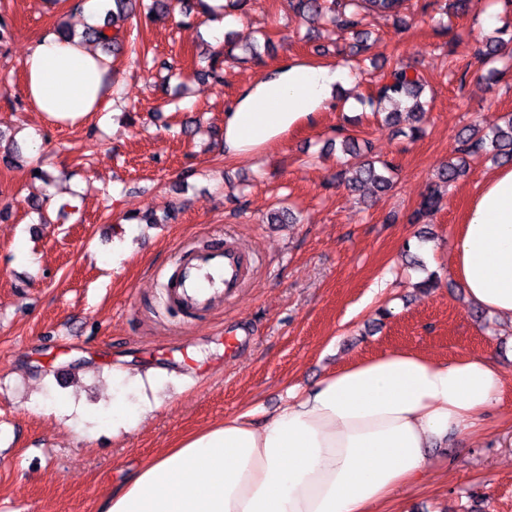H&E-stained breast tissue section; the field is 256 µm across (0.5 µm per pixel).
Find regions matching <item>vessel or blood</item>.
<instances>
[{
	"mask_svg": "<svg viewBox=\"0 0 512 512\" xmlns=\"http://www.w3.org/2000/svg\"><path fill=\"white\" fill-rule=\"evenodd\" d=\"M251 271L250 254L230 241L182 253L176 275L165 285V301L189 315L208 310L236 296Z\"/></svg>",
	"mask_w": 512,
	"mask_h": 512,
	"instance_id": "obj_1",
	"label": "vessel or blood"
}]
</instances>
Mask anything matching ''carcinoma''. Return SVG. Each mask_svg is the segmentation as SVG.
<instances>
[{
  "mask_svg": "<svg viewBox=\"0 0 512 512\" xmlns=\"http://www.w3.org/2000/svg\"><path fill=\"white\" fill-rule=\"evenodd\" d=\"M405 0H297V9L302 14L312 16H325L327 21L338 31H349L356 39L353 48L360 53L366 40V32L361 30L363 21L371 14L392 17L404 22L403 17ZM205 7L203 0H112V9L107 11L108 23L100 29L88 27L82 33H76L65 23L57 25L53 33L63 40H70L76 36L83 41H95L102 46L107 54L117 53L121 50L120 31L112 30L111 20L115 17L128 19L139 16L142 12L168 14L175 9L189 15L197 8ZM508 35V28L501 27L495 32L476 41L477 52L489 65L485 75L488 81H498L503 73L494 66L498 52L506 44L504 36ZM406 103V112H388L385 120L398 125L407 118L413 122L410 127V136L418 137L422 129L420 123L426 112L425 83L417 69L402 61H397L391 71L384 76L383 83L377 88L376 94L368 98V104L373 111L380 112L385 103ZM459 146L457 156L448 162L438 173V183L430 186L423 195L416 215L434 213L441 207L443 196L440 185L451 186L459 177L469 171L468 158L476 155H489L496 162H512V113L505 116L503 125L486 134H478L475 129L470 133L458 137ZM336 143L340 151L349 156L352 162L345 170L347 186L356 189L365 183H370L377 190L383 192L392 185L393 166L386 162L358 159L360 149L357 141L351 136H344L337 132Z\"/></svg>",
  "mask_w": 512,
  "mask_h": 512,
  "instance_id": "cac0c4a2",
  "label": "carcinoma"
}]
</instances>
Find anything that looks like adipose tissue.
<instances>
[{
  "instance_id": "ef3b65f1",
  "label": "adipose tissue",
  "mask_w": 512,
  "mask_h": 512,
  "mask_svg": "<svg viewBox=\"0 0 512 512\" xmlns=\"http://www.w3.org/2000/svg\"><path fill=\"white\" fill-rule=\"evenodd\" d=\"M36 111L76 120L99 111L110 68L81 41L37 37L23 61ZM347 68L290 59L246 86L224 116V152L263 150L313 121L350 84ZM468 301L512 325V167L486 174L452 244ZM489 359L393 349L290 390L263 423L251 412L184 439L114 489L101 512H368L411 482L430 448L476 430L500 399Z\"/></svg>"
}]
</instances>
